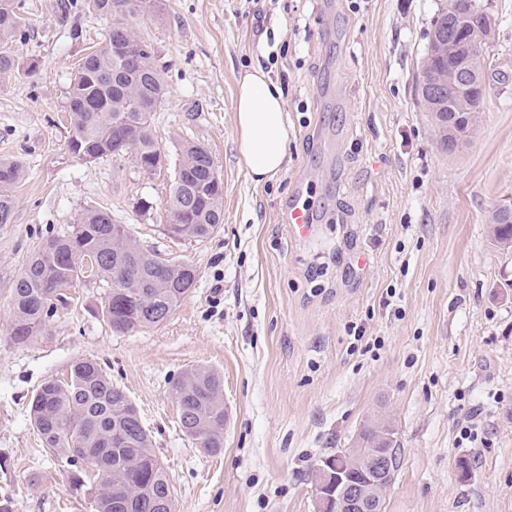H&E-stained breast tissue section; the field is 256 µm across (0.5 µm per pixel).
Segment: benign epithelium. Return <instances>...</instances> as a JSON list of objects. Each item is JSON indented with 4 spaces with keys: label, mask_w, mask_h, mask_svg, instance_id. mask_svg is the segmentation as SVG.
<instances>
[{
    "label": "benign epithelium",
    "mask_w": 512,
    "mask_h": 512,
    "mask_svg": "<svg viewBox=\"0 0 512 512\" xmlns=\"http://www.w3.org/2000/svg\"><path fill=\"white\" fill-rule=\"evenodd\" d=\"M447 29L436 33L429 45L428 60L446 59L448 71L426 73L424 92L433 100L448 89L459 98L484 97L486 86L471 66V59L480 57L479 45L490 39L483 35L475 44H465L458 39L461 30L453 0H448ZM388 454L378 450L357 447L349 456L346 467H338L331 459L324 458L317 465L314 484L316 512H379L382 496L390 485L387 480Z\"/></svg>",
    "instance_id": "7a95c632"
}]
</instances>
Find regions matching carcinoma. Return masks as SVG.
<instances>
[{"label": "carcinoma", "instance_id": "1", "mask_svg": "<svg viewBox=\"0 0 512 512\" xmlns=\"http://www.w3.org/2000/svg\"><path fill=\"white\" fill-rule=\"evenodd\" d=\"M129 0H89L102 16H125ZM456 15L465 36L476 39L490 18L476 0H455ZM130 26L117 21L99 47L84 56L68 92L67 108L73 135L69 149L97 160L116 151L130 150L139 167L161 164L154 138V112L164 103L167 87L152 45ZM23 36L14 0H0V44ZM443 147L456 144L464 128L457 106L431 113ZM180 172L198 186L199 197L185 205L178 239H204L221 224L222 194L208 192L211 173L198 157L205 147L190 141L180 146ZM22 177L21 166L0 160V224H8L14 211L13 189ZM491 234L503 247L512 245V218L492 212ZM136 238L126 224H117L99 209H86L68 232L44 239L27 257L12 288L10 305L14 344L26 346L43 335L48 318L67 298L66 291L86 277L107 284L120 278L122 287L110 288L104 317L113 331L127 333L166 321L184 300L196 279L195 267L156 252L136 249ZM161 315V321L153 319ZM173 389L181 403L182 431L209 453L224 447V378L206 366L186 370ZM29 420L43 447L67 457L75 470L72 485L85 486L83 465L92 466L99 482L94 490L95 512H175L173 485L158 465L150 433L127 393L112 382L99 362L75 361L64 379L44 382L29 403ZM390 426L364 427L359 439L370 448L388 450L393 470L400 465L396 440H380Z\"/></svg>", "mask_w": 512, "mask_h": 512}]
</instances>
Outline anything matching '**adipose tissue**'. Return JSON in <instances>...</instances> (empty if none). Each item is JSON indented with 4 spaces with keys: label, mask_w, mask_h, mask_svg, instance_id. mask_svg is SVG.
<instances>
[{
    "label": "adipose tissue",
    "mask_w": 512,
    "mask_h": 512,
    "mask_svg": "<svg viewBox=\"0 0 512 512\" xmlns=\"http://www.w3.org/2000/svg\"><path fill=\"white\" fill-rule=\"evenodd\" d=\"M235 130L248 176L263 182L287 164L290 128L280 88L263 69L255 67L238 82Z\"/></svg>",
    "instance_id": "ef3b65f1"
}]
</instances>
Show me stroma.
<instances>
[{"label": "stroma", "instance_id": "35a3bbf8", "mask_svg": "<svg viewBox=\"0 0 512 512\" xmlns=\"http://www.w3.org/2000/svg\"><path fill=\"white\" fill-rule=\"evenodd\" d=\"M59 1L15 0L20 68L0 74V159L23 170L0 225V491L13 512H93L96 477L74 490L28 420L40 386L81 358L137 407L176 512H315L319 459L378 419L401 448L382 512H512V251L489 228L512 199V0H477L495 22L486 94L454 151L419 94L448 0H162L127 20L168 89L153 121L167 164L152 176L127 155L70 151V83L112 20ZM257 64L283 90L291 133L286 168L262 184L234 125L238 79ZM185 140L223 186V222L202 240L163 230ZM299 202L315 216L304 237L286 222ZM91 207L193 264L191 292L165 323L123 334L103 315L106 283L81 282L43 337L14 345L8 300L27 256ZM193 366L224 376L216 454L179 427L173 383Z\"/></svg>", "mask_w": 512, "mask_h": 512}]
</instances>
